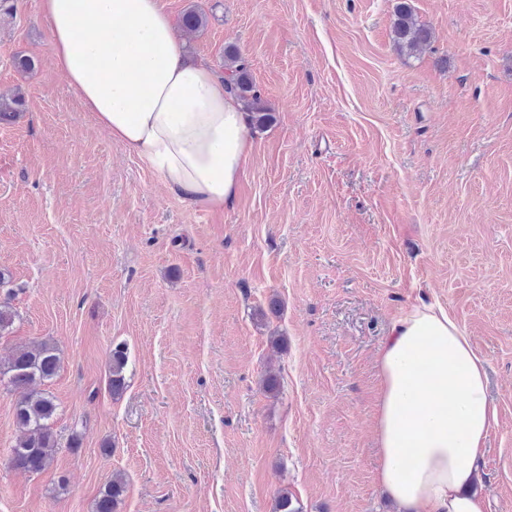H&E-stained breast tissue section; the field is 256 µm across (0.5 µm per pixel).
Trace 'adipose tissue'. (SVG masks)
<instances>
[{
    "label": "adipose tissue",
    "mask_w": 512,
    "mask_h": 512,
    "mask_svg": "<svg viewBox=\"0 0 512 512\" xmlns=\"http://www.w3.org/2000/svg\"><path fill=\"white\" fill-rule=\"evenodd\" d=\"M55 66L94 122L189 205L231 204L250 154V118L205 64L184 60L158 0H40ZM376 440L378 480L402 512H484L470 493L497 409L483 359L447 310L391 324Z\"/></svg>",
    "instance_id": "1"
}]
</instances>
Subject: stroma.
Returning a JSON list of instances; mask_svg holds the SVG:
<instances>
[{
    "label": "stroma",
    "instance_id": "1",
    "mask_svg": "<svg viewBox=\"0 0 512 512\" xmlns=\"http://www.w3.org/2000/svg\"><path fill=\"white\" fill-rule=\"evenodd\" d=\"M398 0H159L204 29L187 60L237 50L274 112L250 133L233 203L200 210L96 126L57 72L39 0L0 5V359L48 339L55 428L14 470L16 392L0 387V512H397L377 481L379 349L437 304L484 359L498 417L474 485L512 512V0H407L432 40L392 38ZM35 60L23 73L14 59ZM129 352L121 396L109 352ZM279 390L267 393V369ZM25 111L26 98L20 88L0 92V123H9ZM124 489L122 478L119 475L114 476L100 491L97 512H114Z\"/></svg>",
    "mask_w": 512,
    "mask_h": 512
}]
</instances>
